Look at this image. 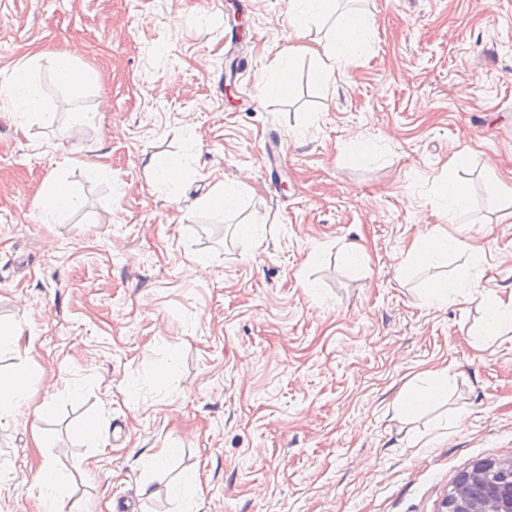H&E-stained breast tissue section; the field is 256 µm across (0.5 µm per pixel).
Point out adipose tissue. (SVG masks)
<instances>
[{
    "label": "adipose tissue",
    "mask_w": 512,
    "mask_h": 512,
    "mask_svg": "<svg viewBox=\"0 0 512 512\" xmlns=\"http://www.w3.org/2000/svg\"><path fill=\"white\" fill-rule=\"evenodd\" d=\"M292 8L288 18L290 45L286 60L280 61L274 71L276 89H283L292 81V58L311 56L316 59L314 75L317 81L327 84L336 71L350 61L352 50L360 46L370 33V21L362 14L350 12L342 16L334 25L326 40L306 42V29L310 22L330 16L336 10L335 0H291ZM36 59H28L14 66L4 82L0 83V95L18 120L19 126H26L41 116L45 102L38 88ZM150 174L152 186L166 188L170 193H179L184 184L193 176L190 165L150 156L145 164ZM80 205L77 189L63 180H49L45 188V199L41 210V221L55 222L59 217L70 213ZM465 243L447 230L435 225L416 238L411 244L406 260L418 265H426L452 250L464 248ZM32 394L28 379L23 373L0 374V421L12 419L33 410L38 418H45L51 412L49 403L32 406Z\"/></svg>",
    "instance_id": "obj_1"
}]
</instances>
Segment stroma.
Returning <instances> with one entry per match:
<instances>
[{
    "label": "stroma",
    "instance_id": "stroma-1",
    "mask_svg": "<svg viewBox=\"0 0 512 512\" xmlns=\"http://www.w3.org/2000/svg\"><path fill=\"white\" fill-rule=\"evenodd\" d=\"M288 10L0 0V72L41 55L46 101L23 130L0 105V325L24 333L0 372L26 371L53 405L0 425V512H42L45 462L86 512H182L169 489L188 471L193 512H439L461 473L512 459V340L478 335L458 286L467 272L512 290L496 191L512 184V0H339L373 23L347 67L324 85L301 57L265 94ZM64 51L91 76L81 89L52 77ZM186 154L180 197L149 186L146 157ZM54 177L83 205L44 224ZM451 177L471 202L447 230L483 254L401 269ZM222 180L245 190L230 215L197 203ZM251 222L255 241L238 232ZM432 277L450 284L433 306ZM426 371L447 374L446 400L403 414ZM89 420L99 439L78 435Z\"/></svg>",
    "mask_w": 512,
    "mask_h": 512
}]
</instances>
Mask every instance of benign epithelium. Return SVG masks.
Segmentation results:
<instances>
[{
    "mask_svg": "<svg viewBox=\"0 0 512 512\" xmlns=\"http://www.w3.org/2000/svg\"><path fill=\"white\" fill-rule=\"evenodd\" d=\"M442 512H512V461H481L462 473Z\"/></svg>",
    "mask_w": 512,
    "mask_h": 512,
    "instance_id": "obj_1",
    "label": "benign epithelium"
}]
</instances>
